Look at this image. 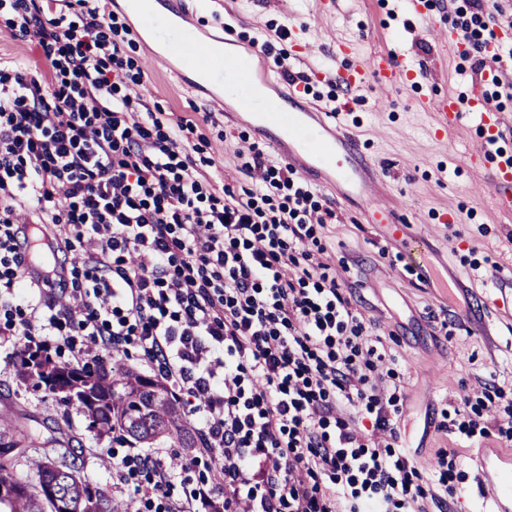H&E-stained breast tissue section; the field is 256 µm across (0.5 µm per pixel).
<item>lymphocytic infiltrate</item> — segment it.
<instances>
[{
    "instance_id": "1",
    "label": "lymphocytic infiltrate",
    "mask_w": 512,
    "mask_h": 512,
    "mask_svg": "<svg viewBox=\"0 0 512 512\" xmlns=\"http://www.w3.org/2000/svg\"><path fill=\"white\" fill-rule=\"evenodd\" d=\"M468 4L473 72L512 60L483 36L497 0ZM0 15L39 59L0 64V337L24 345L64 320L97 363L137 343L194 399L214 453L179 504L173 466L129 449L112 462L133 487L125 512H427L454 494L451 450L416 484L381 339L305 247L336 221L318 191L256 145L250 187L216 186L187 147L196 121L149 105L130 26L104 32L91 0H0ZM26 222L61 262L30 270Z\"/></svg>"
}]
</instances>
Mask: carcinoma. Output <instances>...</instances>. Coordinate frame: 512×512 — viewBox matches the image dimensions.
<instances>
[{
	"label": "carcinoma",
	"instance_id": "cac0c4a2",
	"mask_svg": "<svg viewBox=\"0 0 512 512\" xmlns=\"http://www.w3.org/2000/svg\"><path fill=\"white\" fill-rule=\"evenodd\" d=\"M18 374L36 389L49 386L57 377L63 379L76 397L63 394L60 401L80 409L89 420L88 430L100 437L118 433L135 444L160 438L176 439L188 448L196 444L180 407L159 378L122 368L111 374L100 367L77 369L42 353L22 355ZM32 443L30 434L11 415L0 414V448L8 446L23 452ZM32 466L38 475L34 487L18 479L13 466L0 459V489L11 494L3 512H49L43 504V481L47 476L56 482L67 512H123L100 488H92L82 478V464L77 460L59 466L35 461Z\"/></svg>",
	"mask_w": 512,
	"mask_h": 512
}]
</instances>
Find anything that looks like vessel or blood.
<instances>
[{
    "label": "vessel or blood",
    "instance_id": "vessel-or-blood-1",
    "mask_svg": "<svg viewBox=\"0 0 512 512\" xmlns=\"http://www.w3.org/2000/svg\"><path fill=\"white\" fill-rule=\"evenodd\" d=\"M138 24L133 32L147 57L177 77L193 73L205 85L209 101L223 105L233 93L238 108L249 114L257 130L288 158H298L309 173H333L349 191L362 200L369 223L402 229L395 213L375 196L367 163L356 140L336 127L327 113L299 102L296 91L272 97L265 89L276 83L270 65L256 63L243 55L237 41L223 36L202 39L196 34L193 14L185 0H130ZM405 68L388 52L360 57L356 68L345 77L347 87L359 88L375 81L386 86L403 83ZM432 126L444 131L454 126L459 105L453 95L436 99L430 106ZM499 190L501 208L512 209V164L499 168L493 179Z\"/></svg>",
    "mask_w": 512,
    "mask_h": 512
}]
</instances>
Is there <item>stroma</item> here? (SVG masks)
Here are the masks:
<instances>
[{
  "label": "stroma",
  "instance_id": "obj_1",
  "mask_svg": "<svg viewBox=\"0 0 512 512\" xmlns=\"http://www.w3.org/2000/svg\"><path fill=\"white\" fill-rule=\"evenodd\" d=\"M186 2L202 31L220 34L229 27L241 42L259 35L273 40L287 28V63L308 76L301 98L337 112L343 130L373 165L384 203L396 207L405 225L402 236L367 223L360 201L339 182L305 172L302 180L319 189L338 216L336 223L316 227L314 237L340 287L382 338L388 354L382 367L391 373L385 386L397 388L403 404L401 445L422 469L437 449L458 453L456 494L430 502L428 512H492L481 461L494 453L512 457V437L494 429L468 437L459 426L487 409L506 418L512 405V311L497 312L487 303L489 295L512 293V210L499 206L491 184L499 167L512 161V98L501 86L512 81V64L498 68L496 80L482 79L472 72L467 51L451 50L430 34L434 24L460 31L471 17L467 0L446 8L424 0L419 12L408 0H336L335 14L315 24L309 21L312 0H211L203 8L197 0ZM345 41L355 54L341 52ZM301 42L314 44V55L299 59ZM376 51L393 53L413 78L395 87L373 82L347 91L340 75L356 66L359 55ZM149 88L151 102L164 111L199 119L215 160L208 173L217 184L249 186L241 154L264 139L248 120L235 118L234 102H227L225 111L213 110L204 91L162 67L150 72ZM448 93L461 112L447 135L438 137L428 106ZM475 98L502 114L496 133H488L475 116ZM347 99L350 111H340ZM413 237L427 241L432 262L448 266L459 286L435 288L423 281L404 254L405 241ZM19 354L12 343H0V410L35 435L33 447L14 456L15 473L36 484L30 459L58 463L70 447L84 459L91 485L113 496L108 456H124L127 444L89 432L85 416L56 395L26 388L14 367ZM489 390L494 400L486 399ZM140 450L176 463L191 461L179 477L180 494L206 477L211 464L209 455L171 441Z\"/></svg>",
  "mask_w": 512,
  "mask_h": 512
}]
</instances>
